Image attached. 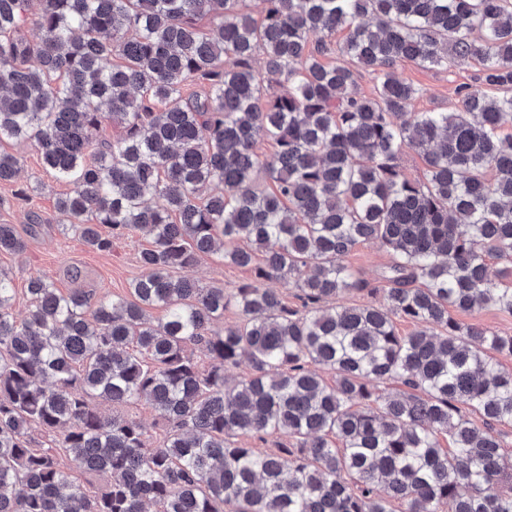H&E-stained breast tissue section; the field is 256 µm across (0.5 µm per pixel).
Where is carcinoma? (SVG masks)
Wrapping results in <instances>:
<instances>
[{"label":"carcinoma","instance_id":"1","mask_svg":"<svg viewBox=\"0 0 512 512\" xmlns=\"http://www.w3.org/2000/svg\"><path fill=\"white\" fill-rule=\"evenodd\" d=\"M245 2L0 0V140L72 185L56 209L87 247L151 237L129 296L31 274L22 320L0 269V512H512L493 432L512 426L494 357L512 336L452 316L512 314V0ZM450 58L476 61L481 86L460 85L453 112L412 111L397 66ZM18 171L0 151V183L26 201L39 183ZM364 242L393 258L383 303L344 305L367 284L340 258ZM26 248L0 224V253ZM218 248L241 267L261 254L257 279L300 304L177 275ZM140 402L165 421L153 448L124 412ZM248 433L293 447L230 441ZM63 456L106 484L74 482Z\"/></svg>","mask_w":512,"mask_h":512}]
</instances>
